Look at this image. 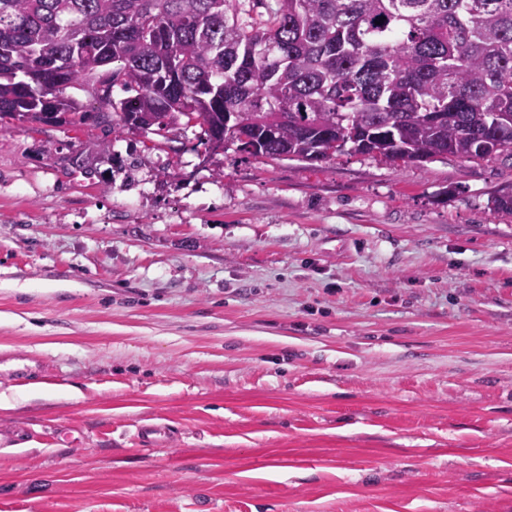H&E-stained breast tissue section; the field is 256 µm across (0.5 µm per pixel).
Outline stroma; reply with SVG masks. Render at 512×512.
Here are the masks:
<instances>
[{"mask_svg":"<svg viewBox=\"0 0 512 512\" xmlns=\"http://www.w3.org/2000/svg\"><path fill=\"white\" fill-rule=\"evenodd\" d=\"M509 186L502 157L0 132V353L57 372L0 371V512H512Z\"/></svg>","mask_w":512,"mask_h":512,"instance_id":"35a3bbf8","label":"stroma"}]
</instances>
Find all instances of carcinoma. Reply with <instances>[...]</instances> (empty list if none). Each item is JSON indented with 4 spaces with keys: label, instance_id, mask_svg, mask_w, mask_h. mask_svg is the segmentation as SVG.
<instances>
[{
    "label": "carcinoma",
    "instance_id": "cac0c4a2",
    "mask_svg": "<svg viewBox=\"0 0 512 512\" xmlns=\"http://www.w3.org/2000/svg\"><path fill=\"white\" fill-rule=\"evenodd\" d=\"M91 117L310 165L512 158V0H0V124Z\"/></svg>",
    "mask_w": 512,
    "mask_h": 512
}]
</instances>
